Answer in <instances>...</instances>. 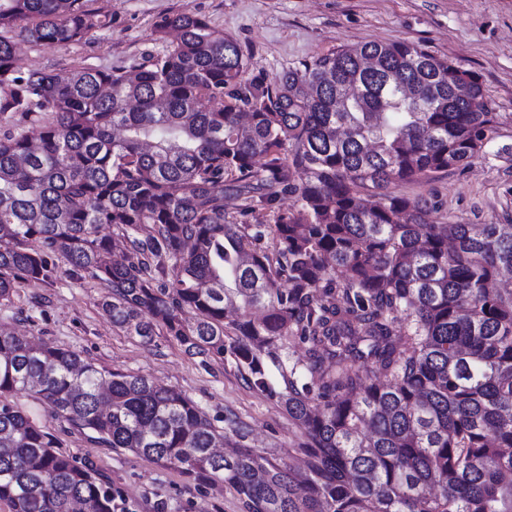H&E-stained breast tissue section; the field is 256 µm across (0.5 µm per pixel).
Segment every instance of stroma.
<instances>
[{"label":"stroma","instance_id":"obj_1","mask_svg":"<svg viewBox=\"0 0 512 512\" xmlns=\"http://www.w3.org/2000/svg\"><path fill=\"white\" fill-rule=\"evenodd\" d=\"M112 10V27L68 45H18L22 70L68 71L72 64L115 69L143 63L162 51L154 23L176 12L195 14L231 36L246 57L250 78H272L343 46L407 40L479 76L501 123L488 150L470 166L428 182L398 185L408 197L430 200L437 224L512 223V0H90ZM47 282H27L0 300V325L80 353L96 365L138 373L175 387L216 426L227 414L247 425L244 444L280 462L296 461L302 440L275 397L249 387L232 359L185 350L165 335L143 341L124 335L102 313L99 281L69 272L64 260ZM12 402L50 432L63 451L108 476L128 512H244L237 492L205 476L90 441L54 419L26 390Z\"/></svg>","mask_w":512,"mask_h":512}]
</instances>
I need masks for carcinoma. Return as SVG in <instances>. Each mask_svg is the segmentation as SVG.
I'll return each mask as SVG.
<instances>
[{
    "mask_svg": "<svg viewBox=\"0 0 512 512\" xmlns=\"http://www.w3.org/2000/svg\"><path fill=\"white\" fill-rule=\"evenodd\" d=\"M19 22L31 44L65 45L112 15L0 0V114L38 129L36 145L0 135V299L64 259L105 284L123 333L229 354L302 431L305 468L220 455L246 437L237 418L219 430L174 387L0 328L11 512L118 508L9 400L19 389L108 448L232 486L244 512H512V292L494 287L512 223L430 224L426 200L388 191L464 169L493 139L501 115L475 74L398 40L249 80L234 38L176 13L155 23L166 49L149 65L61 77L15 65ZM284 195L296 205L272 207Z\"/></svg>",
    "mask_w": 512,
    "mask_h": 512,
    "instance_id": "carcinoma-1",
    "label": "carcinoma"
}]
</instances>
